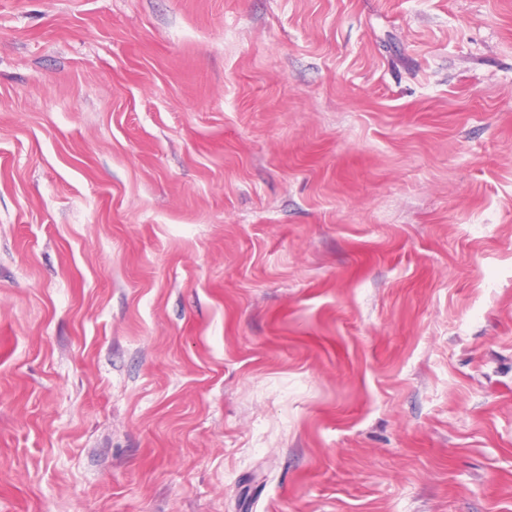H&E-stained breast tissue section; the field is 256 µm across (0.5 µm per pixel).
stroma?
Wrapping results in <instances>:
<instances>
[{
    "label": "stroma",
    "instance_id": "obj_1",
    "mask_svg": "<svg viewBox=\"0 0 512 512\" xmlns=\"http://www.w3.org/2000/svg\"><path fill=\"white\" fill-rule=\"evenodd\" d=\"M0 512H512V0H0Z\"/></svg>",
    "mask_w": 512,
    "mask_h": 512
}]
</instances>
